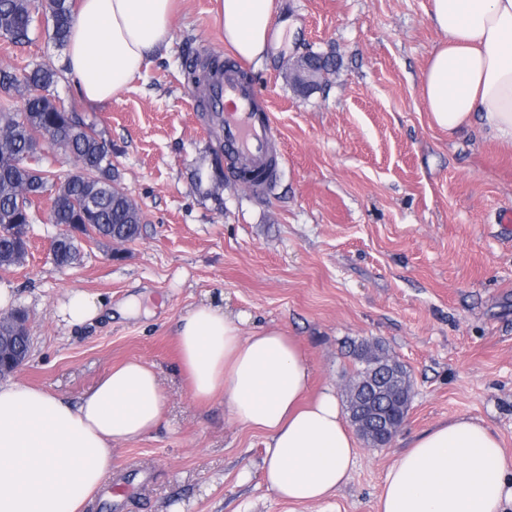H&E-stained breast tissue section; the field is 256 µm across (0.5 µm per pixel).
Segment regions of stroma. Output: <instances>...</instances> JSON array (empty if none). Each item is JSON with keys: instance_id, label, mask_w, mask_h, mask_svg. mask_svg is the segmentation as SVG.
<instances>
[{"instance_id": "stroma-1", "label": "stroma", "mask_w": 512, "mask_h": 512, "mask_svg": "<svg viewBox=\"0 0 512 512\" xmlns=\"http://www.w3.org/2000/svg\"><path fill=\"white\" fill-rule=\"evenodd\" d=\"M430 0H282L284 27L268 61L245 63L278 133L275 188L214 173L221 135L188 87L194 55L233 58L215 0H176L178 27L119 98L81 103L112 146L122 187L141 207L135 241L79 237L76 264L51 256L58 229L42 222L23 266L0 289L26 310L28 360L0 376L78 402L112 367L137 359L161 376V426L112 448L111 479L86 512H375L389 467L418 434L467 416L512 457V155L479 127L457 137L431 126L420 75L441 33ZM336 55L307 95L290 58ZM63 46L37 21L31 41L0 38V67H63ZM78 290L102 305L74 327L57 313ZM139 313L123 314L130 300ZM221 305L243 333L279 326L312 367L311 394L339 388L356 364L351 340L380 341L411 374L406 421L392 445H357L349 482L326 501L297 505L265 485L266 436L231 417L223 398L197 401L180 368L176 332L197 307Z\"/></svg>"}]
</instances>
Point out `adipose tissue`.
Instances as JSON below:
<instances>
[{"mask_svg":"<svg viewBox=\"0 0 512 512\" xmlns=\"http://www.w3.org/2000/svg\"><path fill=\"white\" fill-rule=\"evenodd\" d=\"M224 41L263 64L278 0H217ZM443 38L420 90L436 128L454 136L480 124L512 152V0H430ZM174 0H80L65 49L66 74L87 103L118 98L147 60L166 50ZM179 361L201 401L223 397L235 419L266 435L262 476L294 504L322 501L348 482L357 451L335 393L303 397L312 368L278 328L242 335L223 308L182 318ZM153 366L114 367L78 403L23 383L0 386V512H84L112 469V446L163 420ZM377 512H512V458L492 430L459 417L417 435L389 469Z\"/></svg>","mask_w":512,"mask_h":512,"instance_id":"adipose-tissue-1","label":"adipose tissue"}]
</instances>
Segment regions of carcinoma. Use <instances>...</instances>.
<instances>
[{"instance_id":"cac0c4a2","label":"carcinoma","mask_w":512,"mask_h":512,"mask_svg":"<svg viewBox=\"0 0 512 512\" xmlns=\"http://www.w3.org/2000/svg\"><path fill=\"white\" fill-rule=\"evenodd\" d=\"M51 24L54 39L64 44L73 22L70 0H0V36L15 45L30 42L36 17ZM224 68V60L208 56L188 66L187 81L211 82ZM58 71L37 65L18 72L0 68V87L14 93L0 102V268L24 264L28 244L19 237V226L29 229L36 221L33 199L50 194L48 221L77 229L82 235L95 233L127 242L140 233L143 212L120 186L112 169V153L95 126L86 122L76 105L65 109L56 103L50 89L57 83ZM57 147L72 159L73 167L57 172L39 166L38 152L43 147ZM236 176L268 189L275 187L276 173H255L247 166ZM54 262L60 268L73 265L79 255L77 237L54 240ZM30 338L17 335L13 318L0 320V352L18 364L29 353ZM349 354L358 364L346 393L347 408L355 405L359 384L387 358L386 351L366 341L353 344ZM395 384L380 401V409L400 417L410 402L409 375L396 364Z\"/></svg>"}]
</instances>
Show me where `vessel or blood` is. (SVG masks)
<instances>
[{
	"label": "vessel or blood",
	"mask_w": 512,
	"mask_h": 512,
	"mask_svg": "<svg viewBox=\"0 0 512 512\" xmlns=\"http://www.w3.org/2000/svg\"><path fill=\"white\" fill-rule=\"evenodd\" d=\"M257 90L245 83L235 64H227L210 87L212 107L224 115V143L229 151L243 156L255 171H265L277 152L269 112L255 109Z\"/></svg>",
	"instance_id": "1"
}]
</instances>
